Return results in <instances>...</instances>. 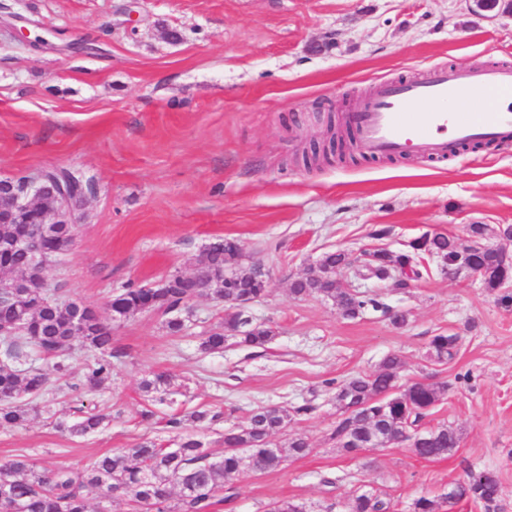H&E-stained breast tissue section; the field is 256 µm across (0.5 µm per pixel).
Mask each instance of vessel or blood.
Wrapping results in <instances>:
<instances>
[{"label":"vessel or blood","instance_id":"vessel-or-blood-1","mask_svg":"<svg viewBox=\"0 0 512 512\" xmlns=\"http://www.w3.org/2000/svg\"><path fill=\"white\" fill-rule=\"evenodd\" d=\"M482 102L473 111V102ZM362 149L375 156L414 152L445 160L476 142L512 144V67L429 68L408 82L378 83L345 116Z\"/></svg>","mask_w":512,"mask_h":512}]
</instances>
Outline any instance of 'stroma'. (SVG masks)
I'll return each instance as SVG.
<instances>
[{
  "label": "stroma",
  "instance_id": "obj_1",
  "mask_svg": "<svg viewBox=\"0 0 512 512\" xmlns=\"http://www.w3.org/2000/svg\"><path fill=\"white\" fill-rule=\"evenodd\" d=\"M15 14L0 27V177L64 167L91 177L71 250L46 272L54 296L105 311L129 283L152 285L193 272L203 248L236 240L244 265L260 267L266 295L248 305L276 336L263 348L205 354L204 331L222 324L223 304L190 303L188 329L168 335L157 314L112 326V378L82 386L90 351L75 348L70 373L51 379L40 414L0 427V458L25 454L52 469L77 470L145 440L173 447L166 425L213 454L224 432L264 405L302 407L272 439L288 448L306 436V455L281 469L246 472L232 504L213 512H267L288 498L310 512H349L357 490L379 493L395 512L415 499L445 497L467 468L498 477L512 512V282L491 289L467 271L448 275L438 259L405 289L339 274L375 298L355 318L320 295L295 296L294 279L329 251L351 257L405 250L427 233L472 246L469 227L512 226V146L467 149L434 161L416 154L304 167L300 156L321 121L368 96L380 81L419 78L434 64L512 65V13L473 0H0ZM43 37L34 49L16 28ZM181 34L173 42L167 30ZM406 312L405 325L391 315ZM457 336L439 363L427 351L438 333ZM404 364L397 385H446L421 427L453 429L459 445L425 460L409 443L353 456L331 438L340 416L334 382L374 373L389 354ZM170 375L166 392L146 394L142 378ZM110 422L70 435L79 408ZM219 418L198 424L189 415ZM152 412L142 421V412Z\"/></svg>",
  "mask_w": 512,
  "mask_h": 512
}]
</instances>
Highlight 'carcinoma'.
I'll list each match as a JSON object with an SVG mask.
<instances>
[{"label":"carcinoma","instance_id":"cac0c4a2","mask_svg":"<svg viewBox=\"0 0 512 512\" xmlns=\"http://www.w3.org/2000/svg\"><path fill=\"white\" fill-rule=\"evenodd\" d=\"M45 175L67 188L94 190L90 178L64 168H52ZM19 230L17 224L0 223V272L14 284L11 296L0 295V342L4 359L0 360V426L22 425L38 412L34 400L49 385V374L67 376L66 352L75 343L90 349L92 358L83 373L84 385L101 387L112 377V326L143 313L165 317L171 336L186 330L190 314L187 290L153 288L148 285L122 288L107 304L108 320L83 317L79 309L86 304L78 300L53 299L48 285L38 283L27 272L22 255L8 248ZM76 225L48 224L45 245L52 260L59 259L73 246ZM475 237L503 235L512 238V228L494 229L487 224H472ZM360 271L366 279L387 281L392 288H404L401 276L410 269L420 275L421 260L435 257L442 263L458 259L468 267L474 265L489 288H497L512 279V264L497 252L484 251L475 256L464 255L454 240L443 233L423 235L409 242L404 251L394 253L373 250L362 253ZM242 250L233 239H224L208 247L199 257L194 270L201 286L200 294L235 309L224 324L201 337L205 352H220L228 339L245 347H263L275 336L274 330L255 323L245 315L248 304L267 292L266 274L241 262ZM356 268L343 251L325 253L318 268L291 283L297 296L319 294L336 304L343 316L355 318L378 301L360 292L336 286V274ZM457 337L444 333L431 338L429 355L437 362L453 359ZM31 347L55 359L51 373L27 365ZM403 360L398 354L388 355L380 369L370 375L351 377L336 385V402L341 417L331 439L348 453L365 450L363 442L374 435L394 444L405 438L414 453L425 459L442 458L458 447L456 433L446 426L430 430L418 429L425 411L445 394L435 383L417 382L398 390L396 379ZM169 385V375L152 373L142 381L147 392H161ZM308 407L290 411L285 407L259 406L250 411L244 425L224 432V451L215 458L204 443L192 435L177 436L178 447L162 448L145 441L127 451H115L96 458L77 472L40 468L24 455L0 459V512H88L85 490L98 492L100 503L124 499L134 503L136 512H210L224 498L220 493L243 472L266 473L280 469L286 455L270 451L271 437L288 427L291 414H301ZM108 416L87 413L66 430L74 436L98 431ZM179 489L178 502L171 505L173 489ZM457 499L479 501L486 510L498 508L497 475L486 469H470L456 484ZM350 512H389L390 504L380 496L354 492L349 499Z\"/></svg>","mask_w":512,"mask_h":512}]
</instances>
